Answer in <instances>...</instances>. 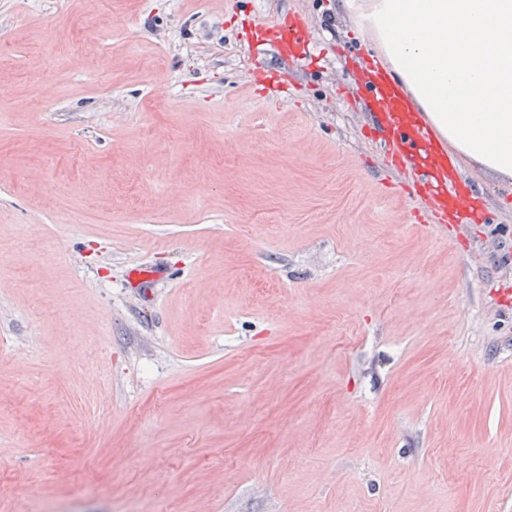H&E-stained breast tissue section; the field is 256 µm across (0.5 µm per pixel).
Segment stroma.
Here are the masks:
<instances>
[{
    "label": "stroma",
    "mask_w": 512,
    "mask_h": 512,
    "mask_svg": "<svg viewBox=\"0 0 512 512\" xmlns=\"http://www.w3.org/2000/svg\"><path fill=\"white\" fill-rule=\"evenodd\" d=\"M291 11L280 101L240 39ZM360 36L341 0H0V512H512V178L465 159L486 221L417 223Z\"/></svg>",
    "instance_id": "35a3bbf8"
}]
</instances>
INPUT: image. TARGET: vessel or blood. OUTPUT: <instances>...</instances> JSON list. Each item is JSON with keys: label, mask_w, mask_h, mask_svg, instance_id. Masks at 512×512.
Instances as JSON below:
<instances>
[{"label": "vessel or blood", "mask_w": 512, "mask_h": 512, "mask_svg": "<svg viewBox=\"0 0 512 512\" xmlns=\"http://www.w3.org/2000/svg\"><path fill=\"white\" fill-rule=\"evenodd\" d=\"M383 0H349L352 13L366 41L377 50L362 60V47L351 43L344 51L359 58L353 92L362 111L368 112L379 134L380 150L391 158L410 197L423 204L420 223L444 230L447 222L471 223L474 208L464 188L448 175V129L404 69L391 58L374 15ZM307 16L293 12L288 17H258L255 40L244 49L251 56L255 75L272 78L279 71L267 63L269 56L299 61L310 50Z\"/></svg>", "instance_id": "1"}]
</instances>
